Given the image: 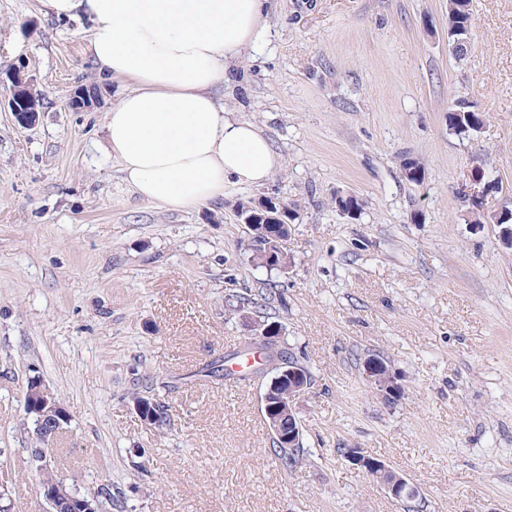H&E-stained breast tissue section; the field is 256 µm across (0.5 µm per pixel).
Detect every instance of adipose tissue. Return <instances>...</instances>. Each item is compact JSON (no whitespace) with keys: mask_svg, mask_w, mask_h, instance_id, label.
<instances>
[{"mask_svg":"<svg viewBox=\"0 0 512 512\" xmlns=\"http://www.w3.org/2000/svg\"><path fill=\"white\" fill-rule=\"evenodd\" d=\"M86 17L101 74L131 88L107 112L109 148L146 201L171 209L222 200L235 180L264 184L281 167L266 135L231 118L212 89L267 27V0H42Z\"/></svg>","mask_w":512,"mask_h":512,"instance_id":"adipose-tissue-1","label":"adipose tissue"}]
</instances>
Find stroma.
<instances>
[{"mask_svg": "<svg viewBox=\"0 0 512 512\" xmlns=\"http://www.w3.org/2000/svg\"><path fill=\"white\" fill-rule=\"evenodd\" d=\"M464 58L448 0H270L268 25L214 93L267 134L283 166L261 186L172 210L144 201L107 152L105 114L127 91L85 51L88 24L0 0V508L43 512L24 396L39 378L71 414L54 467L102 512H512V248L471 221L512 209V0H472ZM24 68L39 119L18 126ZM96 88L75 110L72 90ZM463 99L480 132L448 129ZM425 177L405 179L402 159ZM278 195L299 218L288 272L253 265L238 202ZM362 202L355 218L337 196ZM266 311L314 381L297 402L305 448L284 470L263 377L208 376L249 338L237 294ZM382 356L403 397L372 392ZM151 390L171 424L141 422ZM363 448L403 473L399 502L344 457ZM11 98L8 105L17 123L27 128L35 123L39 112V100L31 88V79L20 68L10 74Z\"/></svg>", "mask_w": 512, "mask_h": 512, "instance_id": "stroma-1", "label": "stroma"}]
</instances>
